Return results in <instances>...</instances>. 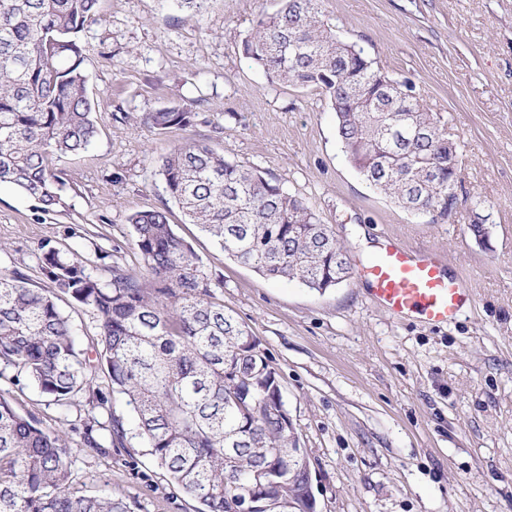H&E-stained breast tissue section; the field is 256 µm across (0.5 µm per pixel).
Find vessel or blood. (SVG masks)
Segmentation results:
<instances>
[{"label": "vessel or blood", "instance_id": "1", "mask_svg": "<svg viewBox=\"0 0 512 512\" xmlns=\"http://www.w3.org/2000/svg\"><path fill=\"white\" fill-rule=\"evenodd\" d=\"M357 277L368 284L373 301L392 317L439 326L454 322L472 302L462 280L451 274L442 254L406 247L388 239Z\"/></svg>", "mask_w": 512, "mask_h": 512}]
</instances>
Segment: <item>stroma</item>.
I'll list each match as a JSON object with an SVG mask.
<instances>
[{
	"mask_svg": "<svg viewBox=\"0 0 512 512\" xmlns=\"http://www.w3.org/2000/svg\"><path fill=\"white\" fill-rule=\"evenodd\" d=\"M278 0H204L199 18L162 0H100L80 38L97 100L96 141L56 161L65 211L0 187V267L33 287L43 245L87 261L100 280L113 264H143L131 214L167 199L163 157L187 140L223 149L302 198L359 267L392 235L430 247L473 294L454 323L396 320L349 278L319 293L225 258L178 207L169 222L214 282L216 298L260 342L285 407L310 454L319 512H512V0H324L337 38L364 49L439 119L458 146L459 203L433 224L395 205L348 161L322 90L269 77L242 43ZM188 105L190 127L136 125L139 115ZM484 216L486 242L468 226ZM0 391L42 427L67 432L77 486L129 503L131 512H194L142 441L91 454L79 406L48 404L23 374Z\"/></svg>",
	"mask_w": 512,
	"mask_h": 512,
	"instance_id": "35a3bbf8",
	"label": "stroma"
}]
</instances>
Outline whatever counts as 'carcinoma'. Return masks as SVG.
<instances>
[{"label": "carcinoma", "instance_id": "cac0c4a2", "mask_svg": "<svg viewBox=\"0 0 512 512\" xmlns=\"http://www.w3.org/2000/svg\"><path fill=\"white\" fill-rule=\"evenodd\" d=\"M99 0H0V184L38 209L65 207L55 160L89 149L97 102L88 90L80 33L100 16ZM243 54L269 76L322 89L354 167L409 212L431 209L448 222V133L364 51L336 39L321 0H281L258 16ZM192 109L166 106L138 125L185 129ZM166 191L224 251L265 278L298 280L324 292L351 276L348 250L301 199L258 171L224 159L209 143L185 141L163 158ZM144 272L112 266L103 282L50 247L39 257L48 288L0 269V375L13 368L58 407L83 401V446L97 455L124 442L128 425L151 448L195 512H242L308 493L309 458L297 447L278 373L260 343L224 305L191 247L169 223L168 207L128 218ZM72 301L93 314L94 355L80 348ZM126 398L127 422L109 410L100 383ZM0 512H128L110 495L77 488L67 439L21 413L0 393Z\"/></svg>", "mask_w": 512, "mask_h": 512}]
</instances>
